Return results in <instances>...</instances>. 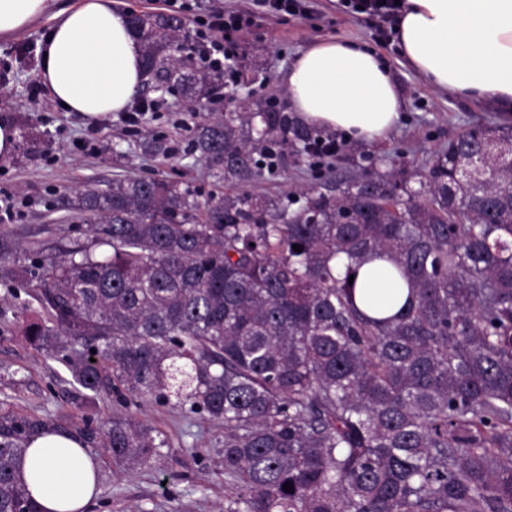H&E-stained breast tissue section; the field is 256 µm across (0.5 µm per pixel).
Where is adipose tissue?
<instances>
[{
    "mask_svg": "<svg viewBox=\"0 0 512 512\" xmlns=\"http://www.w3.org/2000/svg\"><path fill=\"white\" fill-rule=\"evenodd\" d=\"M49 0H0V38L28 28ZM404 60L432 87L490 100L512 119V0H404L395 29ZM41 79L69 111L86 118L123 111L147 79L129 15L115 0H80L59 10L44 48ZM288 98L310 125L361 143L386 138L403 101L386 60L366 46L320 40L284 77ZM385 261L356 273L367 297L401 307L408 294ZM23 478L47 512H85L96 496L87 452L70 437L46 433L30 445Z\"/></svg>",
    "mask_w": 512,
    "mask_h": 512,
    "instance_id": "adipose-tissue-1",
    "label": "adipose tissue"
}]
</instances>
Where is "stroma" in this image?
<instances>
[{"label":"stroma","mask_w":512,"mask_h":512,"mask_svg":"<svg viewBox=\"0 0 512 512\" xmlns=\"http://www.w3.org/2000/svg\"><path fill=\"white\" fill-rule=\"evenodd\" d=\"M189 2L200 15L223 8L253 14V26L232 48L235 81L224 83L220 100L206 104V112L216 117L234 102L256 97L283 101L291 64L319 40L360 42L390 65L403 100L402 118L393 131L373 144L343 140L339 151L318 160L306 159L297 147L284 148L277 169L257 184L267 194L279 196L296 187L367 173L390 171L406 177L468 129L502 121L494 102L429 87L401 57L393 32H382L375 18L351 12L346 0H315L310 14L288 18L256 8L254 0ZM51 27L45 17L12 38L0 39V118L8 117L17 131L13 153L0 158V198L11 195L23 202L14 218L0 220V238L29 254L56 242L87 241V225L70 213L80 182L91 177L169 178L211 190L205 163L187 151L198 117L184 106L145 113L134 128L118 112L101 116L96 127L60 106L40 77L39 62L26 50L28 44L41 43ZM90 134L97 138L96 151H80L78 142ZM153 138L170 144L171 153L145 150V142ZM27 300L25 288L0 266V413L40 418L68 430L88 416H130L171 441L160 461L134 469L116 467L107 453L94 449L100 493L87 512H222L227 483L215 446L222 427L142 399L121 404L109 394L99 396L91 409L80 408L70 375L25 335Z\"/></svg>","instance_id":"35a3bbf8"}]
</instances>
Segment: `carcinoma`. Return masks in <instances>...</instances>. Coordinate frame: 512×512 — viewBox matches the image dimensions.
Wrapping results in <instances>:
<instances>
[{"mask_svg":"<svg viewBox=\"0 0 512 512\" xmlns=\"http://www.w3.org/2000/svg\"><path fill=\"white\" fill-rule=\"evenodd\" d=\"M130 25L166 95L193 112L213 94L183 18ZM290 143L322 152L260 99L197 124L191 152L222 156L213 192L84 181L87 242L23 262L0 248L31 343L82 404L129 394L223 426L224 512H512V128L475 126L410 179L310 186L296 210L255 188ZM375 258L409 287L392 315L349 283ZM51 430L0 414V512H46L20 472ZM69 437L128 468L170 447L122 417Z\"/></svg>","mask_w":512,"mask_h":512,"instance_id":"carcinoma-1","label":"carcinoma"}]
</instances>
